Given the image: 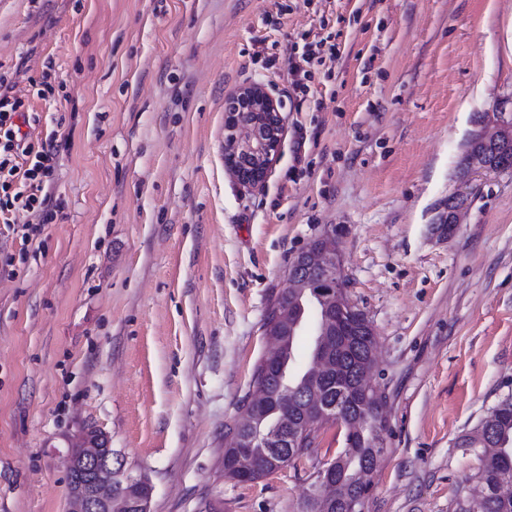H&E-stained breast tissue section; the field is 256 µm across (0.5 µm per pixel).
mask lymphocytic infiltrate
Listing matches in <instances>:
<instances>
[{"label":"lymphocytic infiltrate","mask_w":512,"mask_h":512,"mask_svg":"<svg viewBox=\"0 0 512 512\" xmlns=\"http://www.w3.org/2000/svg\"><path fill=\"white\" fill-rule=\"evenodd\" d=\"M337 57L335 45L323 39L305 43L301 52L291 53L288 72L292 92L308 95L315 70ZM5 85L0 77V237H18L23 248L29 249L56 217L50 184L62 143L54 137L36 140L22 134L20 121L34 123L38 115L26 112L23 101L5 92ZM20 212L28 214L29 223L14 222V214Z\"/></svg>","instance_id":"f902f5d3"}]
</instances>
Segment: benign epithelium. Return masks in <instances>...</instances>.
Returning a JSON list of instances; mask_svg holds the SVG:
<instances>
[{
    "mask_svg": "<svg viewBox=\"0 0 512 512\" xmlns=\"http://www.w3.org/2000/svg\"><path fill=\"white\" fill-rule=\"evenodd\" d=\"M224 123V162L226 170L245 186L262 184L273 161L280 153L282 119L278 101L269 87L253 82L234 92L227 102ZM512 146V111L498 115L496 130L472 134L469 146ZM468 173L490 174L496 164L466 152ZM289 287L314 292L324 302L332 320L322 327L320 335L336 334L337 324L351 312L352 303L343 289V269L336 241L328 234L315 239L299 255L289 271ZM264 435L254 418L237 425L231 433L232 447L250 448ZM78 452H69L66 466L72 490L68 493L69 512H114V490L121 480L128 490L136 492L138 512H150L152 485L143 474H132L123 460L104 444V438L88 429L77 437ZM346 512H360V499L353 489L338 488L333 466L321 469L316 484V501L322 512H328L336 500Z\"/></svg>",
    "mask_w": 512,
    "mask_h": 512,
    "instance_id": "obj_1",
    "label": "benign epithelium"
}]
</instances>
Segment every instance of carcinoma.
<instances>
[{"instance_id": "1", "label": "carcinoma", "mask_w": 512, "mask_h": 512, "mask_svg": "<svg viewBox=\"0 0 512 512\" xmlns=\"http://www.w3.org/2000/svg\"><path fill=\"white\" fill-rule=\"evenodd\" d=\"M326 318L323 304L312 296H299L286 290L267 311L266 334L277 345L279 366L285 368L291 389L281 392L274 378L263 376V364L257 363L253 380H264L272 407L277 413L268 418L273 426L271 438L252 449L250 455L240 457L234 448L224 449V478L238 482L243 470H248L257 480L274 472L272 461L292 460L305 454L314 443L318 431L326 424L342 428L359 426L354 434H344L345 448L333 459L336 480L343 484H357L363 494H368L371 476L380 467L384 449L374 447L379 431L386 428L380 414L370 413L361 407V400L339 398L338 388L359 383L372 371L375 356L370 346L376 336H355L350 344L331 351L332 369L317 380L311 367L293 368L295 345L301 327L312 321L319 328ZM320 395L333 411L318 420L301 440H295V427L303 415L302 395ZM460 447L473 453L479 460L473 478L485 494L478 497L465 512H512V495L493 494L496 486L512 481V395L503 398L494 407L490 417L481 420L461 440Z\"/></svg>"}]
</instances>
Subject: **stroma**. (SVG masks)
Masks as SVG:
<instances>
[{"instance_id": "obj_1", "label": "stroma", "mask_w": 512, "mask_h": 512, "mask_svg": "<svg viewBox=\"0 0 512 512\" xmlns=\"http://www.w3.org/2000/svg\"><path fill=\"white\" fill-rule=\"evenodd\" d=\"M322 37L333 75L297 98L288 56ZM0 74L32 137L70 141L61 212L0 280V512H66L88 429L149 478L151 512H303L340 430L253 484L225 481L224 437L267 310L325 233L387 397L364 512L467 506L479 462L456 442L512 394V169L460 168L512 110V0H0ZM255 80L283 132L249 187L224 167V109Z\"/></svg>"}]
</instances>
